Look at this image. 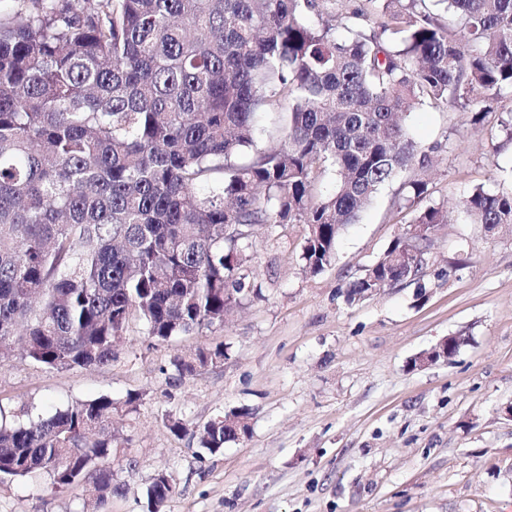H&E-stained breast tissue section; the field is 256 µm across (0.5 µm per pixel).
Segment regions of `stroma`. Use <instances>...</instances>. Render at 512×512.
Wrapping results in <instances>:
<instances>
[{
	"label": "stroma",
	"mask_w": 512,
	"mask_h": 512,
	"mask_svg": "<svg viewBox=\"0 0 512 512\" xmlns=\"http://www.w3.org/2000/svg\"><path fill=\"white\" fill-rule=\"evenodd\" d=\"M509 117L508 97L480 125L429 103L406 115L432 158L406 176L426 182L425 204L451 214L420 279L345 298L411 218L397 181L345 228L321 273L302 267L303 225L256 227L245 269L261 299L167 341L133 322L105 366L58 371L14 357L0 365V408L12 420L31 407L48 416L102 395H139L134 410L112 416V471L126 492L105 512H144L161 471L176 485L165 512H512V225L487 233L459 206L474 186L512 188V143L500 127ZM451 335L462 343L448 361L415 366ZM218 345L221 364L186 376L172 365ZM241 406L253 412L249 434L217 454L169 428ZM92 508L80 488L0 483V512Z\"/></svg>",
	"instance_id": "obj_1"
}]
</instances>
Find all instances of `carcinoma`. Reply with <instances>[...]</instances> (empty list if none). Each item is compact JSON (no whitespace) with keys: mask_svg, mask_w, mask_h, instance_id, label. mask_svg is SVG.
I'll return each instance as SVG.
<instances>
[{"mask_svg":"<svg viewBox=\"0 0 512 512\" xmlns=\"http://www.w3.org/2000/svg\"><path fill=\"white\" fill-rule=\"evenodd\" d=\"M0 8V363L24 357L56 370L107 365L130 322L166 341L224 323L261 297L243 273L236 229L304 224L311 274L378 190L431 156L403 115L430 101L480 122L512 93V0H444L461 30L426 0H369L380 16L324 20L329 0H9ZM279 113L283 143L250 155ZM334 176L328 194L317 191ZM403 208L413 224H446L448 210ZM474 224H512V191L473 188ZM396 239L349 283L353 303L404 281ZM224 360V348L177 357L181 376ZM109 396L48 417L0 422V481L43 476L88 485L103 506L112 483ZM171 429L215 454L224 422ZM175 485L159 473L146 512Z\"/></svg>","mask_w":512,"mask_h":512,"instance_id":"carcinoma-1","label":"carcinoma"}]
</instances>
